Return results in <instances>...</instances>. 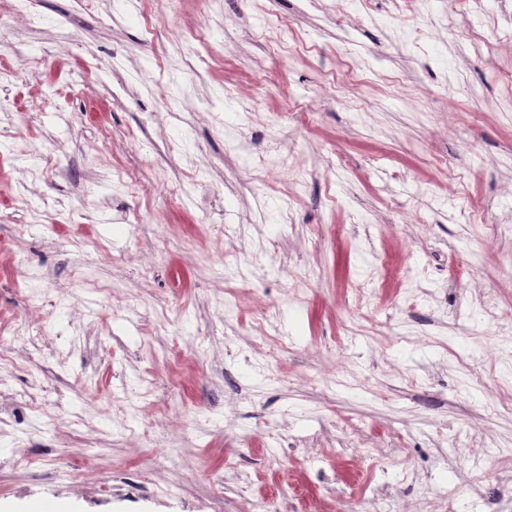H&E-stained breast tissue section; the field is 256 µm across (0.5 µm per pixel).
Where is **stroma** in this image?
<instances>
[{
	"label": "stroma",
	"mask_w": 512,
	"mask_h": 512,
	"mask_svg": "<svg viewBox=\"0 0 512 512\" xmlns=\"http://www.w3.org/2000/svg\"><path fill=\"white\" fill-rule=\"evenodd\" d=\"M486 8L0 0V325L30 332L0 342V504L441 512L481 485L512 512V0Z\"/></svg>",
	"instance_id": "stroma-1"
}]
</instances>
